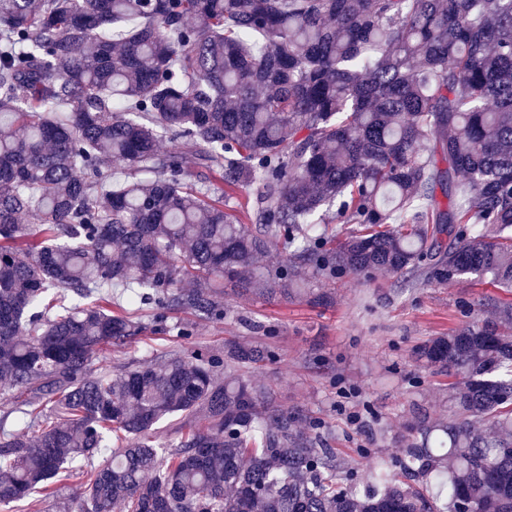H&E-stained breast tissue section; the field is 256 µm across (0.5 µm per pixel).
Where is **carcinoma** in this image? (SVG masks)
<instances>
[{"label":"carcinoma","mask_w":512,"mask_h":512,"mask_svg":"<svg viewBox=\"0 0 512 512\" xmlns=\"http://www.w3.org/2000/svg\"><path fill=\"white\" fill-rule=\"evenodd\" d=\"M307 268L512 288V0H0V504L94 461L80 512H512V302L416 348L452 417L365 485L244 379L262 346L92 370L228 284L330 302Z\"/></svg>","instance_id":"cac0c4a2"}]
</instances>
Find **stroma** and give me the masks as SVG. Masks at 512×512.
I'll return each instance as SVG.
<instances>
[{"label": "stroma", "mask_w": 512, "mask_h": 512, "mask_svg": "<svg viewBox=\"0 0 512 512\" xmlns=\"http://www.w3.org/2000/svg\"><path fill=\"white\" fill-rule=\"evenodd\" d=\"M312 288L331 292V305L267 300L226 291L222 321L188 312L169 314L168 330L104 347L94 368L119 366L164 350L216 355L243 342L274 350L273 359L245 377L274 390L279 407L296 412L305 431H318L337 459L362 481L399 455L417 411L448 419V376L422 368L413 350L470 319H489L494 300L512 293L476 277L446 284L405 283L386 272L366 279L342 274L311 277ZM486 299L476 307L477 299ZM190 325V338L177 329Z\"/></svg>", "instance_id": "35a3bbf8"}]
</instances>
